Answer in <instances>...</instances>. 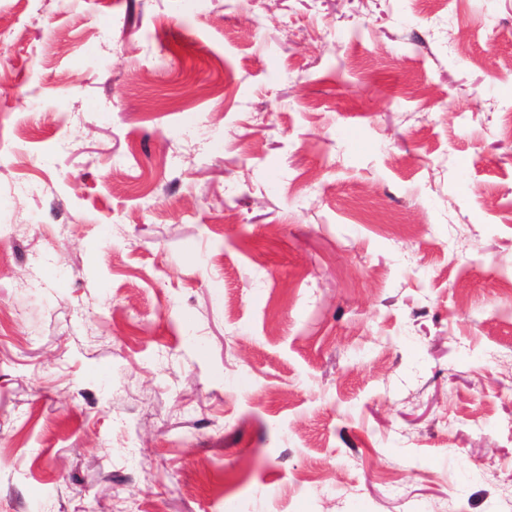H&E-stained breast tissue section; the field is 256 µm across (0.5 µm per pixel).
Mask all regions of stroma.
<instances>
[{"label": "stroma", "instance_id": "stroma-1", "mask_svg": "<svg viewBox=\"0 0 512 512\" xmlns=\"http://www.w3.org/2000/svg\"><path fill=\"white\" fill-rule=\"evenodd\" d=\"M512 0H0V512H512Z\"/></svg>", "mask_w": 512, "mask_h": 512}]
</instances>
